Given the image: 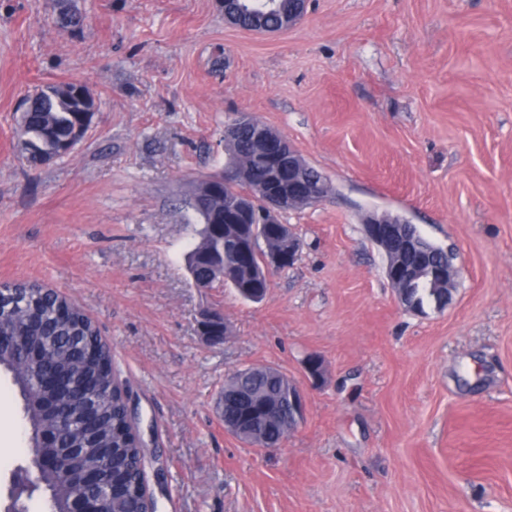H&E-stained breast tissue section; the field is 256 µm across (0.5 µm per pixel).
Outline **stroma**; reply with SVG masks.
I'll return each mask as SVG.
<instances>
[{
  "instance_id": "1",
  "label": "stroma",
  "mask_w": 512,
  "mask_h": 512,
  "mask_svg": "<svg viewBox=\"0 0 512 512\" xmlns=\"http://www.w3.org/2000/svg\"><path fill=\"white\" fill-rule=\"evenodd\" d=\"M62 82L98 110L73 153L29 166L23 103ZM240 112L335 188L282 214L301 257L258 303L185 268L186 199L223 171ZM372 210L455 254L443 309L399 303ZM17 281L67 295L111 347L159 512H512V0H311L270 35L225 23L221 0H0V284ZM209 308L233 327L219 345ZM248 365L306 394L278 447L215 410ZM0 428L3 503L29 458L4 372ZM224 320V321H223ZM224 322V336H219L214 332L215 325ZM199 328L203 336H207L210 341L224 342L231 335V329L224 315L216 311H210L204 315L199 323Z\"/></svg>"
}]
</instances>
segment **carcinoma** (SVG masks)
Listing matches in <instances>:
<instances>
[{
  "label": "carcinoma",
  "mask_w": 512,
  "mask_h": 512,
  "mask_svg": "<svg viewBox=\"0 0 512 512\" xmlns=\"http://www.w3.org/2000/svg\"><path fill=\"white\" fill-rule=\"evenodd\" d=\"M31 104L24 109L20 129L29 139L24 147L28 162L37 167L48 158L59 154L71 142L74 131L92 113L85 108L95 104L94 99L83 93L78 97L72 93L71 83L47 85L36 95L29 96ZM224 151L231 163L243 164L242 176L224 185L217 194H212L198 181L192 186L190 205L201 223L210 224L224 214V209L233 206L244 197L256 194L260 183L262 165L241 138L224 141ZM426 255L433 264L448 263V252L429 240H423ZM17 301L12 309H0V324L25 326V335L50 352L49 362L72 384H80L87 376L112 392L108 401L88 392L83 395L81 407L92 409L98 418L97 427L87 430L80 426L77 410L72 408L69 397L63 395L53 413H45L41 407L42 392L37 388L36 378L41 366L29 361L0 359V371L11 375L23 400L24 413L29 425V443L36 444L38 436L49 433L53 447L31 449V454L63 453L65 463L51 470H42L34 490L49 493L51 512H67L74 482L78 474L99 470L103 466L102 450L111 449L112 494L108 503L109 512H139L148 507L143 493L141 448L137 430L128 418L123 398L124 390L116 380L110 350L98 348L95 359L85 356L88 345L97 341L96 328L79 306L61 294L49 293L35 283H14ZM402 295L418 312L433 304L441 308L448 303V289L420 288L408 285ZM65 309L66 317L56 315ZM284 379L277 371L244 368L228 378L224 388V416L228 420L246 414L247 407L238 394L255 390L262 396L277 400L283 394ZM295 428L289 424L288 407H282L266 420L259 437L264 445L278 444Z\"/></svg>",
  "instance_id": "cac0c4a2"
}]
</instances>
